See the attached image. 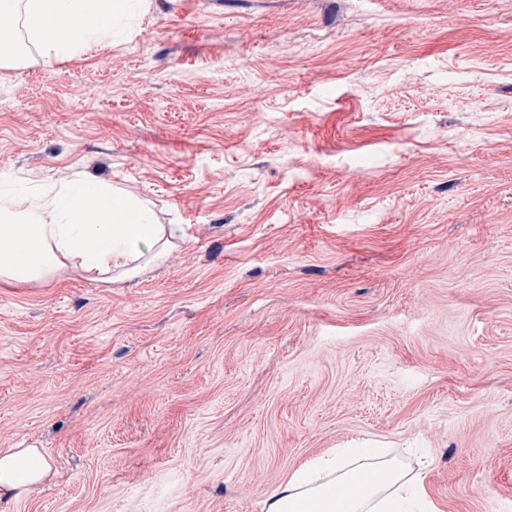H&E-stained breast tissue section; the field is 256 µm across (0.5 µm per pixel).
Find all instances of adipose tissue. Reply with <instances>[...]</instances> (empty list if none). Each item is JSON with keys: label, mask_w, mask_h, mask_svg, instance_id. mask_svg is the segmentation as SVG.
Here are the masks:
<instances>
[{"label": "adipose tissue", "mask_w": 512, "mask_h": 512, "mask_svg": "<svg viewBox=\"0 0 512 512\" xmlns=\"http://www.w3.org/2000/svg\"><path fill=\"white\" fill-rule=\"evenodd\" d=\"M135 0H0V67L28 52L51 60L101 43ZM165 225L150 220L133 196L94 183H64L50 196H0V279L26 284L65 266L109 283L165 260ZM52 473L35 448H0V498L42 483ZM392 461L347 463L332 455L293 470L263 503V512H394L402 492L420 484Z\"/></svg>", "instance_id": "1"}]
</instances>
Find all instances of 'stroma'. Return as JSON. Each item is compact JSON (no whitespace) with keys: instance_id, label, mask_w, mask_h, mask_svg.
<instances>
[{"instance_id":"stroma-1","label":"stroma","mask_w":512,"mask_h":512,"mask_svg":"<svg viewBox=\"0 0 512 512\" xmlns=\"http://www.w3.org/2000/svg\"><path fill=\"white\" fill-rule=\"evenodd\" d=\"M172 225L104 284L0 280V512H262L379 448L401 512H512V0H149L0 69V196L73 176ZM52 473L48 459L38 448H0V498L17 497ZM18 491L16 494L13 492Z\"/></svg>"}]
</instances>
